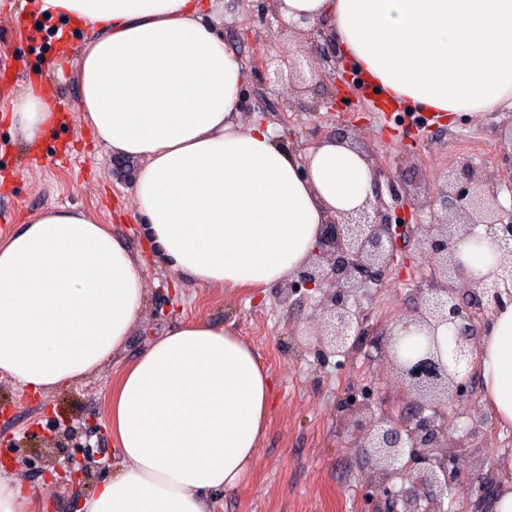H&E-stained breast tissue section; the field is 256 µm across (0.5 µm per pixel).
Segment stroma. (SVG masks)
<instances>
[{
	"mask_svg": "<svg viewBox=\"0 0 512 512\" xmlns=\"http://www.w3.org/2000/svg\"><path fill=\"white\" fill-rule=\"evenodd\" d=\"M209 21L246 73L237 120L269 127L274 141L295 157L346 126L350 142L364 149L381 175L419 199L434 196L446 173L470 162L501 186L499 201L512 207V147L503 133L511 110L452 119H414L417 109L368 99L348 85L337 111L322 101L331 83L336 41L284 30L270 0H209ZM43 29H36V22ZM85 30L53 18L42 21L30 0H0V239L43 210L82 209L111 225L112 232L143 261L144 311L124 349L89 377L29 397L8 377L0 378V473L30 492L37 512H77L99 483L121 468L108 422L112 389L125 366L148 344L185 321L204 319L233 329L258 354L274 380L266 428L248 472L233 490L210 495L211 512H379L383 503L369 469L350 448L340 404L369 393L382 407L403 411L381 337L408 315L434 284L433 266L414 260L386 272L356 298L370 333L346 356L318 360L299 333L311 323L313 294L284 305L277 286L213 288L176 279L154 255L142 233L144 219L133 195L137 163L96 143L80 120L77 80ZM308 56L315 72L293 85L270 79V66ZM60 111L55 132L28 149L8 116L35 77ZM480 394L448 407V426L466 438L457 453L462 479L492 482L512 476V428L482 423ZM59 433L65 455L49 453L42 437ZM95 456L98 469L81 485L48 483L49 464L81 463Z\"/></svg>",
	"mask_w": 512,
	"mask_h": 512,
	"instance_id": "obj_1",
	"label": "stroma"
}]
</instances>
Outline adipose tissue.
Masks as SVG:
<instances>
[{"label": "adipose tissue", "mask_w": 512, "mask_h": 512, "mask_svg": "<svg viewBox=\"0 0 512 512\" xmlns=\"http://www.w3.org/2000/svg\"><path fill=\"white\" fill-rule=\"evenodd\" d=\"M88 29L83 124L139 161L133 192L160 260L200 286L265 288L308 261L330 216L362 208L373 168L327 139L296 160L236 114L239 60L205 0H36ZM292 22L328 23L383 96L453 116L512 99V0H280ZM10 120L29 144L57 124L31 83ZM143 269L110 225L48 208L0 240V376L33 393L81 381L123 348L145 305ZM483 402L512 426V303L478 338ZM271 377L232 330L196 320L125 367L109 422L123 466L85 512H209L254 456Z\"/></svg>", "instance_id": "obj_1"}]
</instances>
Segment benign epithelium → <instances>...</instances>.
I'll list each match as a JSON object with an SVG mask.
<instances>
[{
  "instance_id": "obj_1",
  "label": "benign epithelium",
  "mask_w": 512,
  "mask_h": 512,
  "mask_svg": "<svg viewBox=\"0 0 512 512\" xmlns=\"http://www.w3.org/2000/svg\"><path fill=\"white\" fill-rule=\"evenodd\" d=\"M499 192L496 181L466 165L449 172L436 200L409 201L436 208L434 222L414 248L438 273L428 296L388 332L391 365L409 396L410 411L396 420L369 400L345 408L351 447L362 449L371 462L383 512H438L451 490L479 502L491 496L489 482L461 481L454 457L464 439L448 431L444 415L448 403L469 394L474 374L469 365L480 331L504 302L512 303V209L499 203ZM477 226L484 227L486 240L500 254L497 267L483 277L474 276L460 258ZM407 239L408 225L394 220L376 178L373 198L362 209L340 212L324 225L312 258L279 288L285 305L299 288L321 293L313 313L320 354L346 355L356 348L365 329L348 299L367 287L372 275L397 265ZM447 324L454 329V348L445 360L437 331ZM48 474L56 483L81 484L89 478V466H55Z\"/></svg>"
}]
</instances>
